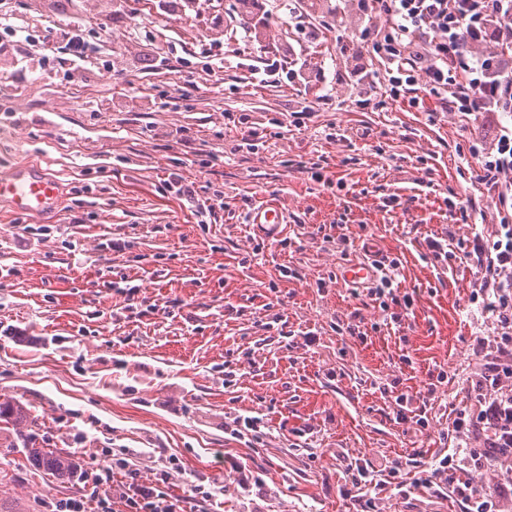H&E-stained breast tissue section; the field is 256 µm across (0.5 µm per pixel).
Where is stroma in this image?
Segmentation results:
<instances>
[{
  "instance_id": "1",
  "label": "stroma",
  "mask_w": 512,
  "mask_h": 512,
  "mask_svg": "<svg viewBox=\"0 0 512 512\" xmlns=\"http://www.w3.org/2000/svg\"><path fill=\"white\" fill-rule=\"evenodd\" d=\"M233 4L0 0L25 20L0 55V172L36 162L63 186L42 221L0 205V402L35 419L0 423V512H56L83 490L29 465L28 446L83 466L125 454L175 496L223 486L224 512H352L349 464L387 457L401 467L379 475L374 512H465L420 481L457 448L477 340L497 332L464 252L474 230L494 240L499 208L465 157L512 117L367 103L377 57L341 55L332 32L304 40L288 0H257L244 33ZM73 15L93 49L78 70L42 58ZM244 114L266 136L253 154L237 149ZM319 162L329 184L311 177ZM272 199L288 210L281 242L248 224ZM366 242L398 260L410 309L341 279ZM400 396L426 430L398 419ZM239 416L262 438L233 437Z\"/></svg>"
}]
</instances>
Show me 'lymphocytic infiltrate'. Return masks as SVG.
Wrapping results in <instances>:
<instances>
[{"label": "lymphocytic infiltrate", "instance_id": "1", "mask_svg": "<svg viewBox=\"0 0 512 512\" xmlns=\"http://www.w3.org/2000/svg\"><path fill=\"white\" fill-rule=\"evenodd\" d=\"M350 14L358 23L351 44L379 56L382 68L373 77L391 97L415 107L425 95L435 111L482 118L512 113V0H350L346 5L327 0L320 25L311 27L306 39L343 24ZM469 154L500 209L512 206V126H498L491 147L478 142ZM466 257L480 274V309L500 328L495 347L502 358L487 363L476 381L483 392L477 418L461 413L454 421L461 448L432 465L424 482L461 499L467 512H502V501L512 497V471L495 493L479 494L464 465L471 460L491 467L512 457V388L504 386L512 379V220L502 219L493 244L474 233ZM475 437L481 447H470ZM112 471L108 462L87 471L83 494L62 500L58 512H112L107 495ZM124 471L133 488L124 499L126 512H184L186 502L218 500V491L190 481L174 496L144 482L137 466Z\"/></svg>", "mask_w": 512, "mask_h": 512}]
</instances>
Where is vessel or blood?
I'll list each match as a JSON object with an SVG mask.
<instances>
[{
  "label": "vessel or blood",
  "mask_w": 512,
  "mask_h": 512,
  "mask_svg": "<svg viewBox=\"0 0 512 512\" xmlns=\"http://www.w3.org/2000/svg\"><path fill=\"white\" fill-rule=\"evenodd\" d=\"M61 202L59 181L41 167L30 165L0 173V204L20 218H44ZM286 216L278 203L269 202L254 209L249 222L258 236L279 238Z\"/></svg>",
  "instance_id": "b4317fda"
}]
</instances>
